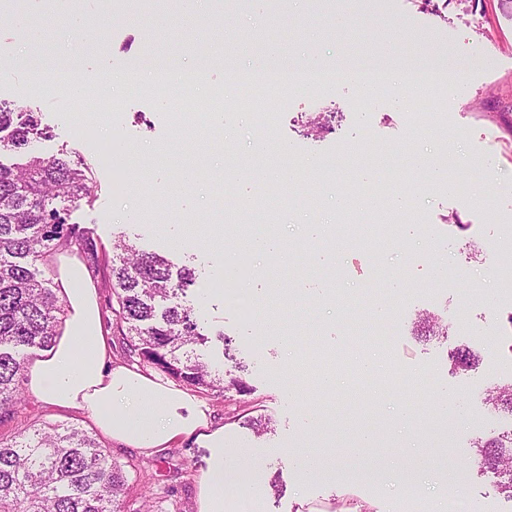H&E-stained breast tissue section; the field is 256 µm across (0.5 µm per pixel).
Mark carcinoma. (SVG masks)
Returning <instances> with one entry per match:
<instances>
[{
	"instance_id": "obj_1",
	"label": "carcinoma",
	"mask_w": 512,
	"mask_h": 512,
	"mask_svg": "<svg viewBox=\"0 0 512 512\" xmlns=\"http://www.w3.org/2000/svg\"><path fill=\"white\" fill-rule=\"evenodd\" d=\"M45 136L36 113L0 103V151L27 150L25 160L0 163V420L25 397V365L35 352L55 344L65 325V305L52 279L39 270L72 244L94 263L99 254L88 232L69 223L64 202L90 203L96 184L89 164L68 151L42 155L29 150ZM106 287L111 290L112 333L128 338L130 353L187 386L202 391L250 393L239 376L200 357L212 332L193 308L173 302L194 271L148 252L120 235L113 242ZM451 373L472 370L478 356L468 347L448 355ZM494 409L512 417V385L491 394ZM481 471L496 478L512 502V429L475 445ZM127 476L85 431L52 425L29 436L0 442V512H125Z\"/></svg>"
}]
</instances>
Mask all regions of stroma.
I'll return each mask as SVG.
<instances>
[{"instance_id": "35a3bbf8", "label": "stroma", "mask_w": 512, "mask_h": 512, "mask_svg": "<svg viewBox=\"0 0 512 512\" xmlns=\"http://www.w3.org/2000/svg\"><path fill=\"white\" fill-rule=\"evenodd\" d=\"M156 10L158 29L145 23ZM217 10L227 35L207 51L203 32ZM271 46L279 50L277 63L293 70L349 56L369 69L390 57L413 69L438 62L450 68L447 101L439 112L412 101L360 110L361 89L343 81L331 91L334 132L281 126L250 177L224 176L225 143L253 153L249 114L220 128L218 138L184 140L183 156L175 158L168 150L171 110L146 88L162 77L177 89L181 75L204 61L198 95L220 89L234 96L218 58L246 70L266 60ZM1 47L9 61L0 68V101L37 112L50 130L34 151L68 147L92 167L95 198L72 208L71 223L88 231L99 253H111L123 232L195 270L187 298L201 321L225 336L211 353L229 351L225 370H239L250 387L246 395L199 397L224 429L225 457L247 455L261 471L248 494L227 487L224 512H398L413 492L400 478L404 471L421 475L429 512H442L449 478L472 512H512L480 473L474 448L512 427L486 402L489 390L512 384V288L500 287L501 270L491 261L512 227V0H330L324 8L317 0H288L284 10L255 0H125L117 10L110 0H0ZM32 55L55 62L56 72L88 78L97 96L109 93L112 76H126L118 110L105 118L89 112L86 101L52 90L28 72L24 60ZM439 124L448 130L444 146L434 133ZM116 136L139 154L138 166L118 170L102 161L100 145ZM398 149L421 183L407 198L411 212L394 223L397 210L385 199L364 223L365 233L395 236L396 248H334L329 239L343 230L346 202L333 189L308 192L285 210L244 206L309 183L324 154L341 156V178L385 179ZM232 201L237 211L225 214ZM258 224L274 228L285 261L251 251ZM446 264L466 272L457 290L437 274ZM370 297L398 298V316L358 318ZM424 314L447 336H418ZM458 346L478 355L475 369L450 372L448 354ZM309 354L373 359L380 373L399 369L403 382L395 389L346 372L325 389L305 368ZM292 389L300 400H289ZM258 416L270 421L266 434L246 424ZM55 424L94 429L84 413L48 407L29 393L0 421V440ZM97 441L124 469L134 512L144 502L154 512H196L206 451L195 437L150 453L102 435ZM310 453L338 473L381 462L394 471L375 481L334 482L319 472L289 479L290 455Z\"/></svg>"}]
</instances>
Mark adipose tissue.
<instances>
[{
  "instance_id": "obj_1",
  "label": "adipose tissue",
  "mask_w": 512,
  "mask_h": 512,
  "mask_svg": "<svg viewBox=\"0 0 512 512\" xmlns=\"http://www.w3.org/2000/svg\"><path fill=\"white\" fill-rule=\"evenodd\" d=\"M65 329L55 345L27 369L28 388L42 402L80 410L105 437L144 451L200 435L209 450L197 512H224V481L236 464L224 458V430L210 428L207 406L173 384L112 363L99 322L98 290L87 268L58 266Z\"/></svg>"
}]
</instances>
